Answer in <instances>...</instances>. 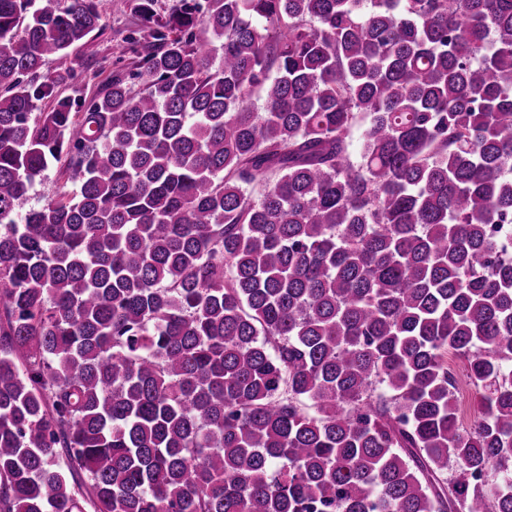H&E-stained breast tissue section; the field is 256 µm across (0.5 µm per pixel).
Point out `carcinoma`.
<instances>
[{"mask_svg":"<svg viewBox=\"0 0 512 512\" xmlns=\"http://www.w3.org/2000/svg\"><path fill=\"white\" fill-rule=\"evenodd\" d=\"M156 2L0 0V512H512V0ZM100 3L103 31L93 41L91 49L95 55L89 56L86 51L75 49L70 55L72 64L68 62L61 66L58 61L52 60L46 65L50 70L61 71L73 66L74 75L60 86L63 96L91 97L115 70L112 63L122 55L127 46L125 39L137 23L129 0H112V9L109 0H101ZM62 181L58 179L56 167H50L41 181H38L31 194L30 199L23 205L21 212L27 210L30 206L37 204L40 201L49 199L56 195Z\"/></svg>","mask_w":512,"mask_h":512,"instance_id":"carcinoma-1","label":"carcinoma"}]
</instances>
